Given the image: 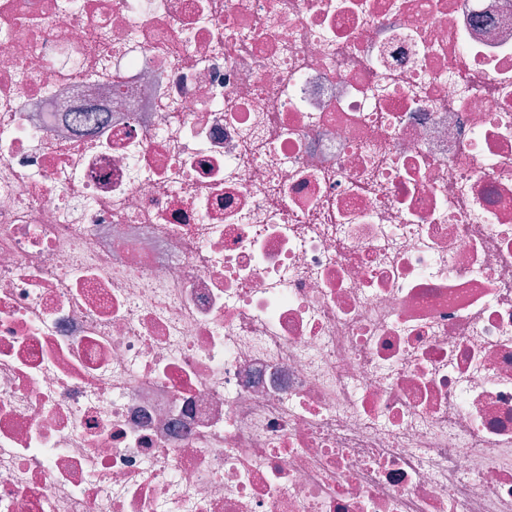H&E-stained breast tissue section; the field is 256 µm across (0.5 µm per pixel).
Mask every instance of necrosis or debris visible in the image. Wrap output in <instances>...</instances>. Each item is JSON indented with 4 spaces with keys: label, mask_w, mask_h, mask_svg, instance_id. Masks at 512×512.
<instances>
[{
    "label": "necrosis or debris",
    "mask_w": 512,
    "mask_h": 512,
    "mask_svg": "<svg viewBox=\"0 0 512 512\" xmlns=\"http://www.w3.org/2000/svg\"><path fill=\"white\" fill-rule=\"evenodd\" d=\"M0 512H512V0H0Z\"/></svg>",
    "instance_id": "obj_1"
}]
</instances>
